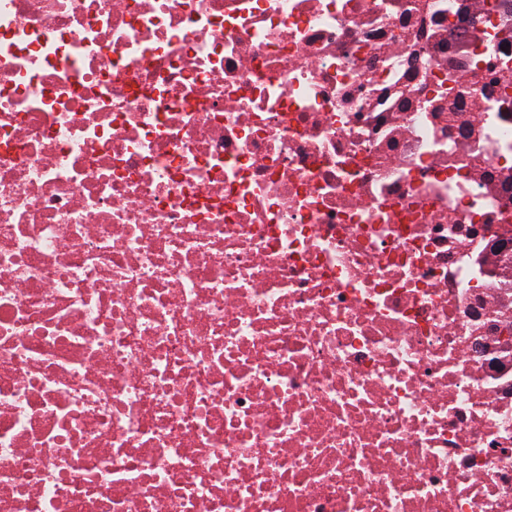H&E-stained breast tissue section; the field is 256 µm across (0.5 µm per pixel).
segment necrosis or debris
I'll return each mask as SVG.
<instances>
[{
	"label": "necrosis or debris",
	"mask_w": 512,
	"mask_h": 512,
	"mask_svg": "<svg viewBox=\"0 0 512 512\" xmlns=\"http://www.w3.org/2000/svg\"><path fill=\"white\" fill-rule=\"evenodd\" d=\"M0 512H512V0H0Z\"/></svg>",
	"instance_id": "1"
}]
</instances>
